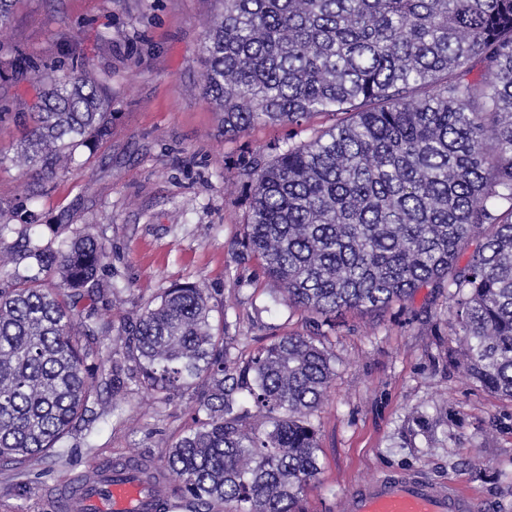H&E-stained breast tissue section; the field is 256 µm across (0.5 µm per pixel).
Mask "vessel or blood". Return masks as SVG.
<instances>
[{"label": "vessel or blood", "instance_id": "obj_1", "mask_svg": "<svg viewBox=\"0 0 512 512\" xmlns=\"http://www.w3.org/2000/svg\"><path fill=\"white\" fill-rule=\"evenodd\" d=\"M132 480H117L89 490L83 500L69 503L71 512H130L147 502ZM345 512H480L473 494L455 484H438L407 474H386L354 485L347 495Z\"/></svg>", "mask_w": 512, "mask_h": 512}]
</instances>
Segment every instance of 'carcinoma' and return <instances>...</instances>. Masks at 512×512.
Instances as JSON below:
<instances>
[{"label": "carcinoma", "instance_id": "obj_1", "mask_svg": "<svg viewBox=\"0 0 512 512\" xmlns=\"http://www.w3.org/2000/svg\"><path fill=\"white\" fill-rule=\"evenodd\" d=\"M222 3L204 26L202 82L224 133L342 116L248 167L242 244L281 301L323 326L446 288L459 364L512 400V0ZM3 65L38 84L27 112L0 96V119L30 123L11 161L32 172L33 200L109 134V75L88 60L37 73L18 49ZM17 210L0 201V266L16 265L0 282V460L53 451L108 386L170 393L202 381L194 426L159 464L120 456L74 488L132 469L155 488L154 512L173 498L188 512H302L321 472L310 416L335 375L322 342L279 336L241 366L212 322L211 292L185 284L124 325L106 373V246L60 225L54 248L30 209L21 249L6 247Z\"/></svg>", "mask_w": 512, "mask_h": 512}]
</instances>
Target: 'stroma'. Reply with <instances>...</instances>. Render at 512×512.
<instances>
[{
	"label": "stroma",
	"mask_w": 512,
	"mask_h": 512,
	"mask_svg": "<svg viewBox=\"0 0 512 512\" xmlns=\"http://www.w3.org/2000/svg\"><path fill=\"white\" fill-rule=\"evenodd\" d=\"M221 9V0H18L10 42L38 62L67 53L112 73L111 136L80 148L36 203L45 239L51 225L66 224L108 246L115 290L103 321L121 328L140 303L194 283L212 292L214 321L226 322L236 355L246 357L314 325L280 302L277 283L241 246L251 186L243 165L335 119L225 134L201 81L204 23ZM106 31L108 48L99 43ZM22 133L0 121L7 202L25 197L31 181L8 159ZM448 318L447 290L427 288L381 314L337 315L322 339L335 376L312 415L321 472L304 492L305 512H343L353 485L385 473L453 480L479 497L481 512H512V401L455 361ZM201 396L198 388L103 391L90 427L66 437L57 456L0 463V512H58L76 473L128 449L159 459L163 441L192 426Z\"/></svg>",
	"instance_id": "stroma-1"
}]
</instances>
